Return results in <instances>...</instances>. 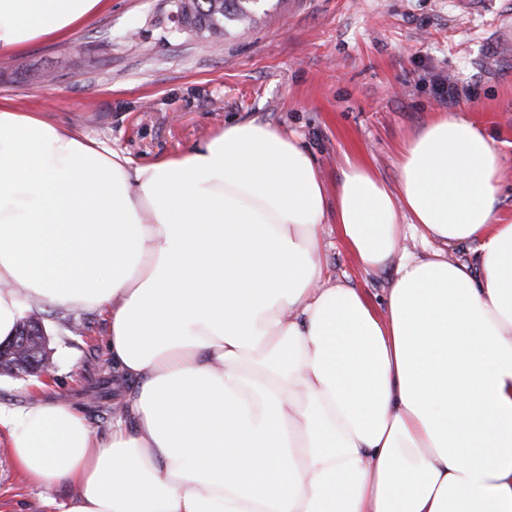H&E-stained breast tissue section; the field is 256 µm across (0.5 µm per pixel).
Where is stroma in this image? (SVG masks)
<instances>
[{
	"mask_svg": "<svg viewBox=\"0 0 512 512\" xmlns=\"http://www.w3.org/2000/svg\"><path fill=\"white\" fill-rule=\"evenodd\" d=\"M176 3L108 0L72 38L0 54V101L138 162L201 144L228 118L280 125L301 135L332 195L348 157L396 181L403 138L446 108L433 86L440 75L469 88L459 108L506 157L501 205L512 218V0L472 15L455 0H266L252 23L206 41L178 30ZM325 222L330 271L381 310L393 268L363 271L335 206ZM40 318L53 365L40 375L0 373V403H27L44 386L107 434L115 400L98 396L112 371L106 318L51 309ZM69 496L29 480L0 447L1 504L66 512Z\"/></svg>",
	"mask_w": 512,
	"mask_h": 512,
	"instance_id": "1",
	"label": "stroma"
}]
</instances>
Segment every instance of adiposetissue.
<instances>
[{
    "instance_id": "ef3b65f1",
    "label": "adipose tissue",
    "mask_w": 512,
    "mask_h": 512,
    "mask_svg": "<svg viewBox=\"0 0 512 512\" xmlns=\"http://www.w3.org/2000/svg\"><path fill=\"white\" fill-rule=\"evenodd\" d=\"M106 3L0 0V52ZM396 169L349 159L336 186L361 268L395 269L378 315L323 262L297 132L230 118L138 163L0 105V343L34 309L98 311L132 386L104 437L59 395L0 405L20 471L67 512H512L505 158L434 112Z\"/></svg>"
}]
</instances>
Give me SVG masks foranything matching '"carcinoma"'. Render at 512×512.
<instances>
[{"mask_svg":"<svg viewBox=\"0 0 512 512\" xmlns=\"http://www.w3.org/2000/svg\"><path fill=\"white\" fill-rule=\"evenodd\" d=\"M191 12L185 11L184 0H179L176 11L183 12L186 30L203 37L224 35L230 23L253 20L258 0H192Z\"/></svg>","mask_w":512,"mask_h":512,"instance_id":"obj_1","label":"carcinoma"}]
</instances>
